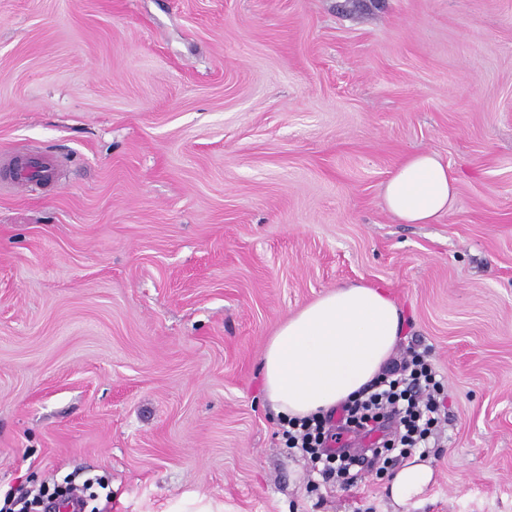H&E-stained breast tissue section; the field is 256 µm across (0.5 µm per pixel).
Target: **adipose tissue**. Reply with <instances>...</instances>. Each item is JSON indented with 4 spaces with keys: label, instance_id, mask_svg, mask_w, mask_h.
<instances>
[{
    "label": "adipose tissue",
    "instance_id": "obj_1",
    "mask_svg": "<svg viewBox=\"0 0 512 512\" xmlns=\"http://www.w3.org/2000/svg\"><path fill=\"white\" fill-rule=\"evenodd\" d=\"M456 180L436 154L408 156L383 188L387 211L407 224H428L449 212ZM405 316L386 288L349 284L331 289L291 314L267 341L262 389L277 414L304 418L347 401L381 374L404 333ZM434 470L420 456L393 476L390 495L420 498Z\"/></svg>",
    "mask_w": 512,
    "mask_h": 512
}]
</instances>
